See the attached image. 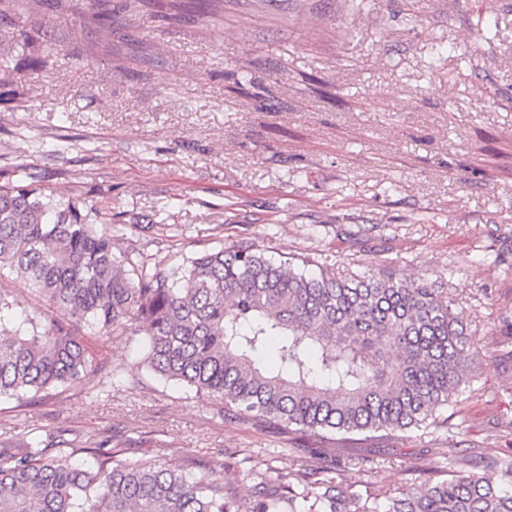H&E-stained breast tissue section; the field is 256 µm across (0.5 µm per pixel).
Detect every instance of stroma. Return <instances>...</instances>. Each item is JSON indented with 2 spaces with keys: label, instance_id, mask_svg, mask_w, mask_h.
Segmentation results:
<instances>
[{
  "label": "stroma",
  "instance_id": "obj_1",
  "mask_svg": "<svg viewBox=\"0 0 512 512\" xmlns=\"http://www.w3.org/2000/svg\"><path fill=\"white\" fill-rule=\"evenodd\" d=\"M103 11L108 48L86 22ZM0 94V171L26 165L81 197L123 225L116 247L168 271L240 242L337 271L385 260L441 281L485 356L447 427L343 444L225 416L154 377L138 342L94 335L93 377L0 398L1 439L226 468L240 499L249 466L286 476L311 448L361 458L386 487L450 447L512 455V369L489 356L512 343V0H224L179 23L124 0H43L0 15Z\"/></svg>",
  "mask_w": 512,
  "mask_h": 512
}]
</instances>
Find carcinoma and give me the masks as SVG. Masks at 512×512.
<instances>
[{"instance_id":"cac0c4a2","label":"carcinoma","mask_w":512,"mask_h":512,"mask_svg":"<svg viewBox=\"0 0 512 512\" xmlns=\"http://www.w3.org/2000/svg\"><path fill=\"white\" fill-rule=\"evenodd\" d=\"M170 20L218 17L224 0H165ZM92 24L111 44L107 16ZM0 183V269L6 267L55 316L43 325L0 284V396H37L81 380L90 368L83 336H146L143 363L157 377L224 412L263 426L344 442L405 438L442 427L448 406L478 370L475 337L445 288L398 276L387 261L341 275L318 259L282 261L254 244L195 254L180 270L151 266L131 244L115 251L99 210L44 186L34 172ZM319 266V272L308 271ZM52 435L0 442V512H512V458L477 462L448 448V466L419 484L414 470L384 488L367 476L336 481L311 456L286 478L248 475L241 500L224 473L123 462L121 448H73L94 462L56 459Z\"/></svg>"}]
</instances>
